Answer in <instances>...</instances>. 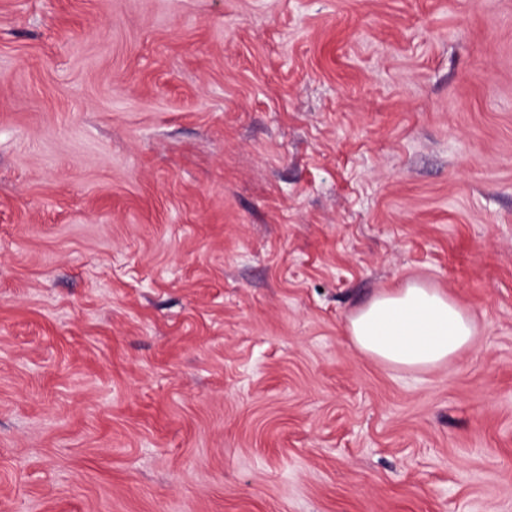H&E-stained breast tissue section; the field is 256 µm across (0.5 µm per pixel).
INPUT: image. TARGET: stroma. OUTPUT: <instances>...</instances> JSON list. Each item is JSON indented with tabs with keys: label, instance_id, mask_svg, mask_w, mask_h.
Wrapping results in <instances>:
<instances>
[{
	"label": "stroma",
	"instance_id": "obj_1",
	"mask_svg": "<svg viewBox=\"0 0 512 512\" xmlns=\"http://www.w3.org/2000/svg\"><path fill=\"white\" fill-rule=\"evenodd\" d=\"M0 512H512V0H0ZM346 332L358 350L375 359L425 368L469 348L476 330L467 312L448 295L408 282L359 310L348 320Z\"/></svg>",
	"mask_w": 512,
	"mask_h": 512
}]
</instances>
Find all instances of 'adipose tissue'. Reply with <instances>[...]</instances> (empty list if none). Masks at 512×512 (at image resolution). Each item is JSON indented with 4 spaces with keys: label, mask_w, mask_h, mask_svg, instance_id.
I'll return each mask as SVG.
<instances>
[{
    "label": "adipose tissue",
    "mask_w": 512,
    "mask_h": 512,
    "mask_svg": "<svg viewBox=\"0 0 512 512\" xmlns=\"http://www.w3.org/2000/svg\"><path fill=\"white\" fill-rule=\"evenodd\" d=\"M346 332L358 350L375 359L425 368L469 348L475 325L445 293L410 282L374 298L349 319Z\"/></svg>",
    "instance_id": "adipose-tissue-1"
}]
</instances>
